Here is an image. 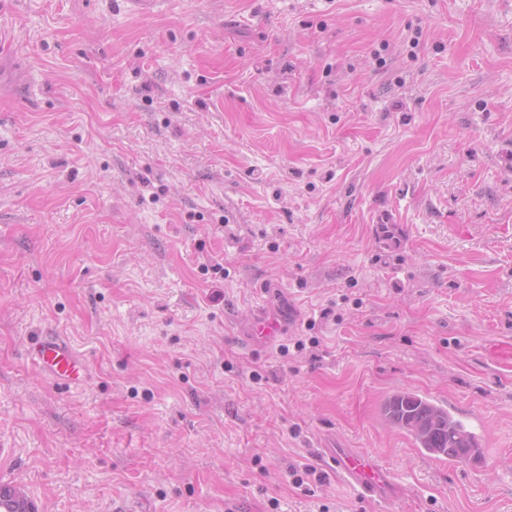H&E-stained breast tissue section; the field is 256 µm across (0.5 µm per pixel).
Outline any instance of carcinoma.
Returning a JSON list of instances; mask_svg holds the SVG:
<instances>
[{
    "label": "carcinoma",
    "instance_id": "1",
    "mask_svg": "<svg viewBox=\"0 0 512 512\" xmlns=\"http://www.w3.org/2000/svg\"><path fill=\"white\" fill-rule=\"evenodd\" d=\"M383 418L410 435L418 447L435 457L456 462L480 455L471 442L466 426L448 413V408L418 394L403 390L394 393L382 407ZM6 512H35L32 503L19 490L0 487V508Z\"/></svg>",
    "mask_w": 512,
    "mask_h": 512
}]
</instances>
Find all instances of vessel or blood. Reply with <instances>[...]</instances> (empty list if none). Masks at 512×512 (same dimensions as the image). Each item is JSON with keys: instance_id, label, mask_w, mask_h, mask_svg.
I'll return each instance as SVG.
<instances>
[{"instance_id": "obj_1", "label": "vessel or blood", "mask_w": 512, "mask_h": 512, "mask_svg": "<svg viewBox=\"0 0 512 512\" xmlns=\"http://www.w3.org/2000/svg\"><path fill=\"white\" fill-rule=\"evenodd\" d=\"M34 361L55 382L68 384L83 379L85 364L79 360L64 339L49 336L35 340L30 346ZM324 465L339 474L364 499L392 502L398 497L390 471L378 460L355 448H321Z\"/></svg>"}]
</instances>
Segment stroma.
<instances>
[{"label": "stroma", "instance_id": "stroma-1", "mask_svg": "<svg viewBox=\"0 0 512 512\" xmlns=\"http://www.w3.org/2000/svg\"><path fill=\"white\" fill-rule=\"evenodd\" d=\"M0 23V486L37 512H512V364L486 357L512 340V7L0 0ZM41 336L84 382L41 371ZM400 390L481 458L387 424ZM321 441L378 456L395 509ZM33 360L59 384L83 379L86 365L79 360L64 339L49 336L35 340L30 346ZM383 418L410 435L418 448L435 457L469 461L480 455L466 426L448 413V407L403 390L394 393L382 407Z\"/></svg>", "mask_w": 512, "mask_h": 512}]
</instances>
